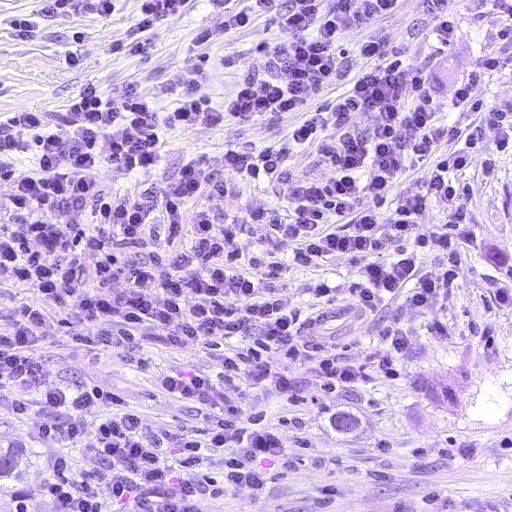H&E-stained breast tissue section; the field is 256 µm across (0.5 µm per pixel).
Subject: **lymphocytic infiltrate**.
<instances>
[{
    "mask_svg": "<svg viewBox=\"0 0 512 512\" xmlns=\"http://www.w3.org/2000/svg\"><path fill=\"white\" fill-rule=\"evenodd\" d=\"M397 2L289 0L283 10L278 0H250L248 8L225 10V30L249 27L256 16L270 14L290 37L273 46L257 43L263 75L239 80L220 111L209 106L188 72L177 76V106L164 114L155 112L135 85L106 97L90 83L57 119L23 111L0 125V182L12 187L13 217L11 225L0 227V277L37 288L43 298L42 304L23 306L11 325L0 329V404L20 417L36 408L50 415L42 435L83 449L94 463L78 473L68 455L54 460L52 476L39 492L51 498L55 512H201L209 497L243 488L261 493L291 460L277 431L225 398L226 385L248 375L258 384L273 383L294 403L299 393L286 372L290 365L314 363L328 389L349 386L369 369L395 376L394 364L408 348L399 320L384 327L382 347L368 364L339 361L324 343L304 336L299 313L279 293L260 291L242 271L247 264L273 274L279 262L244 257L234 246L236 224H215L204 209L189 218L184 211L200 194L223 197L229 175L250 183L277 181L286 185L292 203L286 218L250 207L242 222L264 225L279 242L291 244L294 265L328 257L358 263L359 280L351 290L358 311H374L401 293L408 305L419 308L447 293L457 279L461 241L447 227L425 228L422 217L428 203L438 202L451 207L454 225L469 223L464 205L469 187L454 174L472 163L476 142L466 140L463 148L439 155L441 138L454 141L459 134L456 127L440 126L423 71L406 64L401 49L369 35L357 50L370 59V67L334 103L306 109L312 95L332 85L342 71L343 34L390 15ZM186 5L187 0H141L137 35L122 43V50L143 52L141 34L181 15ZM503 65L497 55L483 56L479 73L460 82L449 103L461 112H482L484 124L498 134L500 153L512 152V105L484 108L474 89L481 74ZM301 110L306 117L286 140L258 151L245 145L225 148L223 172H215L205 159L189 160L160 189L155 204L112 195L101 186L106 168L149 173L160 159L164 131ZM361 112L375 116L365 131L353 122ZM307 145L317 147L332 177L303 178L286 168L290 152ZM21 154L32 156L31 169L16 168ZM413 167L425 169L423 184L407 189L393 212L383 215L380 204ZM37 210L42 213L38 219L33 216ZM335 218L341 222L336 229L330 226ZM160 234L172 244L165 254L153 252L137 262L122 256V249ZM184 237L189 247L178 246ZM390 240L412 242L414 249L381 259ZM421 250L445 255L446 267L422 271ZM89 256L95 259L90 267L85 264ZM47 301L74 311L73 337L82 344L117 347L140 329L161 327L170 345L218 352L217 375L174 371L159 378L164 392L206 407L205 428L165 433L162 442L175 451L168 460L159 444L145 442L139 414L113 411L111 394L52 385L34 354ZM275 360L281 370L272 369ZM33 392L38 395L34 401L29 398ZM92 412L99 420L89 434L84 417ZM218 451L224 455L220 476L184 479V471L203 470Z\"/></svg>",
    "mask_w": 512,
    "mask_h": 512,
    "instance_id": "obj_1",
    "label": "lymphocytic infiltrate"
}]
</instances>
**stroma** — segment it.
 Returning <instances> with one entry per match:
<instances>
[{
  "instance_id": "stroma-1",
  "label": "stroma",
  "mask_w": 512,
  "mask_h": 512,
  "mask_svg": "<svg viewBox=\"0 0 512 512\" xmlns=\"http://www.w3.org/2000/svg\"><path fill=\"white\" fill-rule=\"evenodd\" d=\"M247 0H190L182 15L157 23L146 32V53L112 50L131 33L140 14V0H112L109 14L79 13L46 17L41 0H0V124L14 112L66 111L87 83L109 96L136 84L155 111L177 105L173 89L177 74L194 73L211 105L223 109L224 97L246 73H258L263 59L253 54L262 39L285 42L286 29L270 16L236 32L224 29V10L247 8ZM457 38L447 51L435 50L436 21L425 0H399L394 13L371 26L389 43L401 45L410 66L424 69L440 124L454 123L472 132L474 112H449L456 85L478 67L487 53L512 57V43L500 39L502 19L487 0H450ZM29 15L35 25L27 38L15 35L13 19ZM211 29V44L195 47L197 31ZM363 31L342 37L347 62L336 82L311 100L319 106L344 92L368 65L356 49ZM241 57L240 67L227 69V54ZM78 65H71V58ZM305 118L301 112L266 114L247 124L226 122L165 132L161 158L150 173L131 176L106 169L100 180L106 191L137 195L159 191L178 176L192 158L224 167V149L236 143L256 148L284 140ZM495 177H484L480 163L460 175L468 182L466 206L471 219L463 230L462 263L457 285L430 307L413 308L394 300L371 316L344 324L338 309L348 307V289L357 281V265L330 258L311 267L284 266L262 277L261 287L280 291L288 307L298 310L311 336L335 344L342 361L363 362L380 347V333L392 317L409 328V348L397 362L396 379L366 372L346 388L326 391L314 366H296L288 374L303 397L288 403L274 386L254 385L241 378L225 388L245 414L278 428L294 462L269 483L261 499L243 489L220 500H204L203 512H512V306L500 303L498 292L512 287V154L497 158ZM221 198L200 196L188 211L204 207L219 222L237 218L244 208L265 206L280 213L289 207L287 187L276 182L246 184L229 179ZM325 280L336 286V301L314 299L310 288ZM46 321L36 347L51 380L63 388L95 386L136 411L148 434L159 436L183 427L201 426L203 406L165 393L161 374L172 370L217 374V361L202 347L177 348L167 343L162 328L144 330L117 348H88L72 339L66 312L45 304ZM354 421L341 431L331 415ZM44 418L14 415L0 408V446L31 448L19 477L0 482V512H14L16 495H27L28 512H54L52 500L38 489L50 476L51 462L69 454L75 469L90 462L78 448L63 449L59 441L41 437ZM333 486L336 495L323 503L321 492Z\"/></svg>"
}]
</instances>
